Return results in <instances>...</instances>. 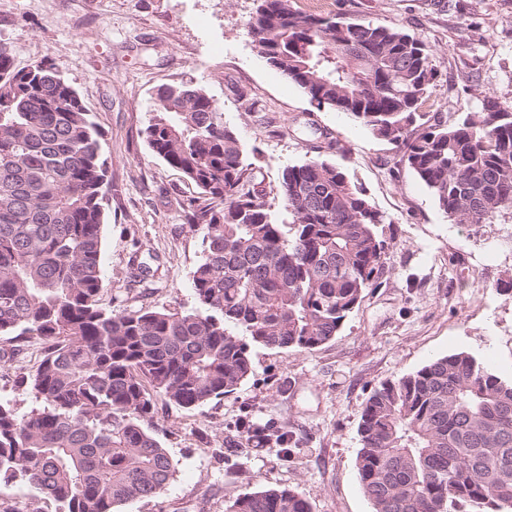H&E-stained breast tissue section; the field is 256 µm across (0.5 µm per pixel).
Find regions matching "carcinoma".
Instances as JSON below:
<instances>
[{
	"instance_id": "1",
	"label": "carcinoma",
	"mask_w": 512,
	"mask_h": 512,
	"mask_svg": "<svg viewBox=\"0 0 512 512\" xmlns=\"http://www.w3.org/2000/svg\"><path fill=\"white\" fill-rule=\"evenodd\" d=\"M258 2L249 35L269 66L396 145L448 219L512 222V104L485 96L451 123L420 112L436 72L416 36ZM145 135L200 189L183 202L204 244L190 310L99 304L112 188L100 132L55 63L16 70L0 46V335L40 340L22 384L44 402L20 414L0 401V476L23 479L60 512H120L158 495L173 465L149 429L156 396L198 407L250 377L253 345L328 343L383 274L386 218L337 163L319 154L283 169L278 223L203 88L160 86ZM242 430L289 455L277 424ZM358 435L373 512H512V379L474 356L438 357L381 383ZM230 512L312 509L273 488L238 496Z\"/></svg>"
}]
</instances>
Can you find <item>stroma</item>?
<instances>
[{"instance_id":"stroma-1","label":"stroma","mask_w":512,"mask_h":512,"mask_svg":"<svg viewBox=\"0 0 512 512\" xmlns=\"http://www.w3.org/2000/svg\"><path fill=\"white\" fill-rule=\"evenodd\" d=\"M291 0L300 12L392 24L432 51L423 111L446 117L486 96L512 103V0ZM257 0H0V44L16 68L51 59L101 132L112 179L105 202L102 307L187 309L202 232L181 205L198 189L152 153L143 130L160 85L202 87L254 166L255 188L284 219L283 169L314 156L320 133L387 225L385 270L338 335L314 351L252 350L234 393L197 408L157 399L156 434L174 468L163 492L121 512H228L240 495L291 488L312 512H372L357 474L358 423L372 389L431 359L466 352L512 378V226L450 221L395 146L350 115L321 108L257 53ZM147 267L146 282L131 279ZM40 358L35 338L0 336V399L43 407L19 381ZM278 421L289 457L249 441L243 413ZM0 512H59L28 484L0 480Z\"/></svg>"}]
</instances>
